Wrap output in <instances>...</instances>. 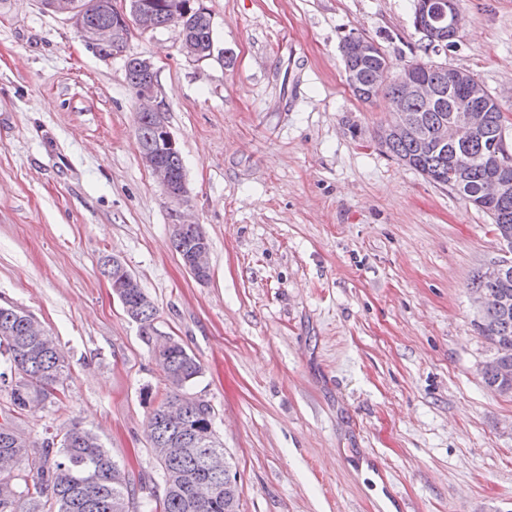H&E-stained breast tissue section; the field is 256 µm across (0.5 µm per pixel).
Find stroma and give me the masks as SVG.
Returning a JSON list of instances; mask_svg holds the SVG:
<instances>
[{
    "instance_id": "stroma-1",
    "label": "stroma",
    "mask_w": 512,
    "mask_h": 512,
    "mask_svg": "<svg viewBox=\"0 0 512 512\" xmlns=\"http://www.w3.org/2000/svg\"><path fill=\"white\" fill-rule=\"evenodd\" d=\"M214 48L175 26L103 58L39 0H0V303L65 357L62 388L20 426L79 425L150 512L146 432L163 372L101 273L119 257L157 327L201 366L239 512H512V396L487 388L493 348L472 279L507 259L490 218L382 153L385 100H357L343 36L391 66L419 59L413 0H204ZM445 60L509 113L512 0H460ZM153 61L189 196L171 200L136 144L126 57ZM199 224L210 278L171 239Z\"/></svg>"
}]
</instances>
